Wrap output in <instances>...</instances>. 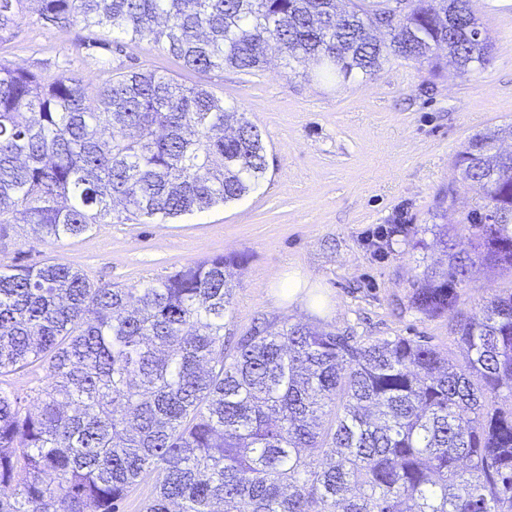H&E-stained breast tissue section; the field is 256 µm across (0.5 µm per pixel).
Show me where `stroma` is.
<instances>
[{
    "instance_id": "35a3bbf8",
    "label": "stroma",
    "mask_w": 512,
    "mask_h": 512,
    "mask_svg": "<svg viewBox=\"0 0 512 512\" xmlns=\"http://www.w3.org/2000/svg\"><path fill=\"white\" fill-rule=\"evenodd\" d=\"M494 41V60L480 70L444 66L440 73L393 59L373 77L346 83L317 77L316 66L284 71L278 58L249 73H197L160 45L144 41L110 50L115 69L164 74L204 85L234 103L258 127L268 169L241 200L184 215L170 224H97L55 244L29 246L15 227L0 247V266L51 262L81 270L93 282L129 287L207 257L244 259L236 274L228 327L308 323L360 337H426L459 357L458 315L472 316L512 278L475 268L459 285L454 311L427 317L411 296L428 267L444 263L435 246L419 247L421 228L456 227L457 251L471 250L466 214L474 193L448 188L458 178L457 151L475 133L512 124V0H472ZM38 6L0 31V61L44 73L97 79L95 29L45 27ZM301 274L307 305L277 296L279 279Z\"/></svg>"
}]
</instances>
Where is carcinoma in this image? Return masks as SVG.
I'll return each mask as SVG.
<instances>
[{"label": "carcinoma", "mask_w": 512, "mask_h": 512, "mask_svg": "<svg viewBox=\"0 0 512 512\" xmlns=\"http://www.w3.org/2000/svg\"><path fill=\"white\" fill-rule=\"evenodd\" d=\"M29 0H0V30ZM44 25L152 40L198 73L310 59L341 82L392 58L485 68L494 44L471 0H35ZM391 27L381 43L375 27ZM93 86L0 63V246L94 224H169L241 199L267 170L258 128L201 85L99 61ZM496 131L453 163L484 200L465 217L473 255L426 268L412 305L456 306L478 262L512 275V158ZM194 262L131 288L43 262L0 271V512H118L155 475L145 512H512V289L464 316L462 358L398 336L360 342L285 323L227 349L232 269ZM48 374L31 410L5 377Z\"/></svg>", "instance_id": "carcinoma-1"}]
</instances>
